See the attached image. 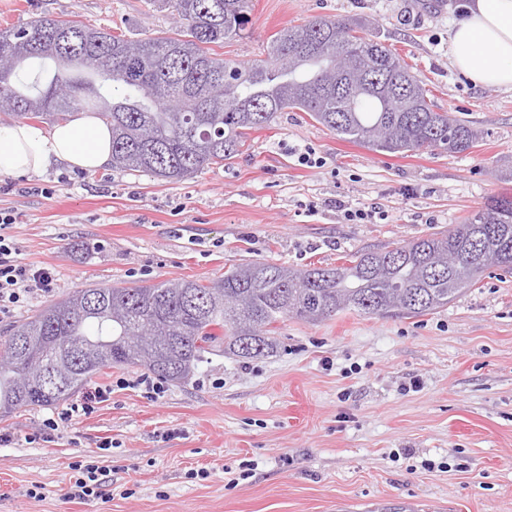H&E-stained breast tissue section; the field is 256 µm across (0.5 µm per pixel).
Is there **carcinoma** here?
<instances>
[{
	"mask_svg": "<svg viewBox=\"0 0 512 512\" xmlns=\"http://www.w3.org/2000/svg\"><path fill=\"white\" fill-rule=\"evenodd\" d=\"M178 17L171 32L134 38L107 27L39 16L0 30V102L18 119L53 122L92 110L112 125V167L180 182L235 158L252 130L299 111L375 152L463 153L482 132L437 112L401 58L368 38L367 19L315 17L286 26L251 65L213 46L249 34V0H152ZM54 62L33 94L22 65ZM486 250L512 266V193L489 198L460 224L425 238L357 251L340 265L294 270L237 266L204 283L90 286L7 331L0 413L74 395L114 364L186 381L204 347L249 359L277 346L276 324L343 311L418 317L475 286ZM458 264L448 267V254Z\"/></svg>",
	"mask_w": 512,
	"mask_h": 512,
	"instance_id": "obj_1",
	"label": "carcinoma"
}]
</instances>
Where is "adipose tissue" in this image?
<instances>
[{
    "label": "adipose tissue",
    "instance_id": "1",
    "mask_svg": "<svg viewBox=\"0 0 512 512\" xmlns=\"http://www.w3.org/2000/svg\"><path fill=\"white\" fill-rule=\"evenodd\" d=\"M459 10L448 29L450 66L474 86L512 91V0H464ZM111 156L112 129L91 112L48 129L0 124V176L36 174L53 163L93 172Z\"/></svg>",
    "mask_w": 512,
    "mask_h": 512
}]
</instances>
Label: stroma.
Returning a JSON list of instances; mask_svg holds the SVG:
<instances>
[{"label":"stroma","mask_w":512,"mask_h":512,"mask_svg":"<svg viewBox=\"0 0 512 512\" xmlns=\"http://www.w3.org/2000/svg\"><path fill=\"white\" fill-rule=\"evenodd\" d=\"M461 0H251V30L225 57L264 59L271 36L314 17L364 16L450 117L482 129L463 153L390 156L343 141L301 112L250 132L232 163L169 183L58 164L0 176V211L21 263L50 269L52 293L28 295L10 325L92 283L212 280L252 260L296 269L424 237L512 192V92L477 88L448 63ZM59 16L147 37L175 25L149 0H0V29ZM311 152L314 166L299 156ZM379 208L345 220L336 201ZM274 353H219L151 397L112 384L95 412L28 442L62 404L0 418V512H512V274L492 272L416 318L343 312L285 320ZM109 450H101L103 441ZM99 467L103 498L67 493L76 464Z\"/></svg>","instance_id":"1"}]
</instances>
